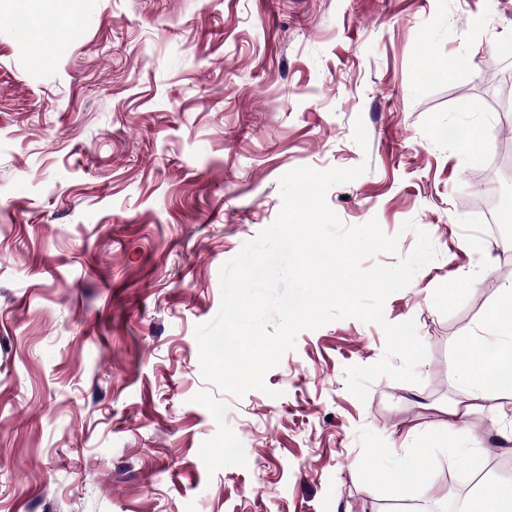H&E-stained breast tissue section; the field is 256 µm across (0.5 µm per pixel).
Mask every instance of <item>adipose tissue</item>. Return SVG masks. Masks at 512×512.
Segmentation results:
<instances>
[{
	"instance_id": "adipose-tissue-1",
	"label": "adipose tissue",
	"mask_w": 512,
	"mask_h": 512,
	"mask_svg": "<svg viewBox=\"0 0 512 512\" xmlns=\"http://www.w3.org/2000/svg\"><path fill=\"white\" fill-rule=\"evenodd\" d=\"M483 329V335L460 340L465 357L456 366V377L463 395L447 410L443 423L447 431L464 425L488 399H497L498 413L512 409V285L502 288L497 302L487 310Z\"/></svg>"
}]
</instances>
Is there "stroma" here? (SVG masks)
Wrapping results in <instances>:
<instances>
[{
	"instance_id": "stroma-1",
	"label": "stroma",
	"mask_w": 512,
	"mask_h": 512,
	"mask_svg": "<svg viewBox=\"0 0 512 512\" xmlns=\"http://www.w3.org/2000/svg\"><path fill=\"white\" fill-rule=\"evenodd\" d=\"M31 40L0 0V512H449L512 481V412L443 435L460 337L512 283V0H62ZM481 129L478 141L448 137ZM368 162L331 188L347 226L377 220L437 251L384 303L414 320L419 382L366 401L346 367L381 326L301 331L266 391L200 373L197 325L221 265L276 219L279 180ZM237 449L224 451L225 437ZM425 449L432 490L368 495Z\"/></svg>"
}]
</instances>
